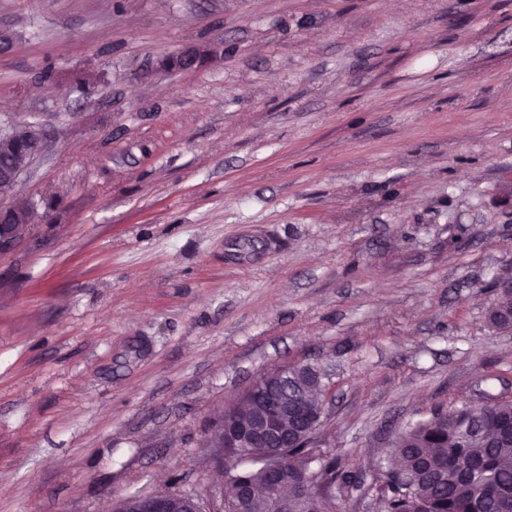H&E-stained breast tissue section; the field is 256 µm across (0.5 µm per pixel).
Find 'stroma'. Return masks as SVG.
Listing matches in <instances>:
<instances>
[{"mask_svg":"<svg viewBox=\"0 0 512 512\" xmlns=\"http://www.w3.org/2000/svg\"><path fill=\"white\" fill-rule=\"evenodd\" d=\"M0 512L212 492L211 424L317 365L346 469L512 398V0H0ZM204 51L168 71L170 52ZM28 124L16 125L10 132H0V147L18 144L20 154L12 160L10 154L0 152V165L8 160L9 164L0 166V192L9 190L18 181L19 177L29 168L34 159L42 152L47 133L45 129L36 127L38 132L33 133L25 129ZM30 223V217L20 215L13 206L0 207V249L19 241L20 229ZM497 291L490 290L488 319L491 325L497 328L512 327V292L507 288H512V278L508 280H497L494 283Z\"/></svg>","mask_w":512,"mask_h":512,"instance_id":"35a3bbf8","label":"stroma"}]
</instances>
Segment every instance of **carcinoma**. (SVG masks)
I'll return each mask as SVG.
<instances>
[{
    "mask_svg": "<svg viewBox=\"0 0 512 512\" xmlns=\"http://www.w3.org/2000/svg\"><path fill=\"white\" fill-rule=\"evenodd\" d=\"M488 319L497 328L512 327V292L490 290ZM293 384L307 387L315 373L307 366L292 370ZM290 470L317 469L331 484L357 500L368 495L384 512H512V398L489 405L463 400L451 410L433 408L423 419L392 433L389 465L372 461L366 472L343 469L338 458L317 456L303 440L276 453ZM229 480L224 512H236L238 488L251 489L247 512H270L265 473L251 451L224 457Z\"/></svg>",
    "mask_w": 512,
    "mask_h": 512,
    "instance_id": "cac0c4a2",
    "label": "carcinoma"
}]
</instances>
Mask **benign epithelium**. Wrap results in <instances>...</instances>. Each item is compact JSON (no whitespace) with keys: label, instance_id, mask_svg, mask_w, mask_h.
I'll list each match as a JSON object with an SVG mask.
<instances>
[{"label":"benign epithelium","instance_id":"obj_1","mask_svg":"<svg viewBox=\"0 0 512 512\" xmlns=\"http://www.w3.org/2000/svg\"><path fill=\"white\" fill-rule=\"evenodd\" d=\"M47 139L45 129L38 128L33 133L19 124L10 132H0V144L18 145L20 154L9 164L0 166V192L9 190L19 177L29 168L34 159L42 152ZM31 220L18 213L12 206L0 207V249L15 244L20 239V229ZM288 366H283L274 374H266L256 379L245 391L240 409L247 408L251 399L248 395L263 401L261 410L252 416L251 422L244 428L233 424L224 426V447L226 448H263L268 457L273 450L288 444L292 429L288 419L298 425L308 419L309 398L315 392L306 388L293 396H288L285 380ZM268 481L274 491L272 512H305L307 495L314 489L313 479L296 484L288 478V473L275 464L267 471ZM131 512H201V497L198 494L184 492L174 495L170 492H154L149 495L127 497Z\"/></svg>","mask_w":512,"mask_h":512}]
</instances>
